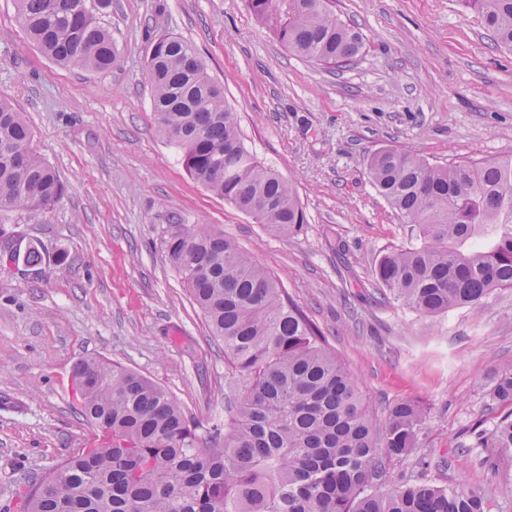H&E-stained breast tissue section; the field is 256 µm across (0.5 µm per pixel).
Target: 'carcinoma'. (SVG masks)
<instances>
[{
	"instance_id": "carcinoma-1",
	"label": "carcinoma",
	"mask_w": 512,
	"mask_h": 512,
	"mask_svg": "<svg viewBox=\"0 0 512 512\" xmlns=\"http://www.w3.org/2000/svg\"><path fill=\"white\" fill-rule=\"evenodd\" d=\"M16 0L27 37L55 63L105 72L118 51L101 17L112 0ZM512 48V0H460ZM261 20L279 0H248ZM277 38L297 56L343 68L364 47L336 17L334 0H290ZM159 132L183 154L191 177L270 232L306 223L289 181L249 153L235 113L195 46L156 39L147 59ZM25 114L0 100V219L40 223L64 193L33 146ZM377 192L417 243L383 254L374 275L422 316L476 306L512 288V158L431 164L384 148L367 160ZM170 263L224 344L232 392L224 428L198 432L175 398L147 377L100 358L76 364L78 414L100 435L56 471L29 481L23 512H493L480 489L385 484L386 461L419 447L426 407L392 405L377 423L357 382L319 328L270 273L224 232L185 224L164 240ZM499 412L475 435L495 448L493 467L512 469V365L487 390Z\"/></svg>"
}]
</instances>
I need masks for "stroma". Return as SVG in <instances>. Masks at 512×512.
Wrapping results in <instances>:
<instances>
[{
	"label": "stroma",
	"mask_w": 512,
	"mask_h": 512,
	"mask_svg": "<svg viewBox=\"0 0 512 512\" xmlns=\"http://www.w3.org/2000/svg\"><path fill=\"white\" fill-rule=\"evenodd\" d=\"M365 48L337 70L289 52L246 0H112L102 21L112 70L62 67L0 0V98L24 112L36 152L65 192L39 224L13 216L0 253V512L20 482L52 471L94 436L77 412L76 363L98 357L164 387L201 428L223 422L224 347L213 342L163 241L180 224L223 230L323 331L377 421L393 403L428 404L422 443L390 461L401 481L491 493L512 512V472L474 447L491 427L486 392L512 364V288L424 317L374 279L376 260L411 245L372 186L367 158L392 147L435 164L512 157V51L458 0H336ZM193 43L224 88L246 149L290 179L306 213L277 237L188 173L157 130L146 60L155 39Z\"/></svg>",
	"instance_id": "stroma-1"
}]
</instances>
